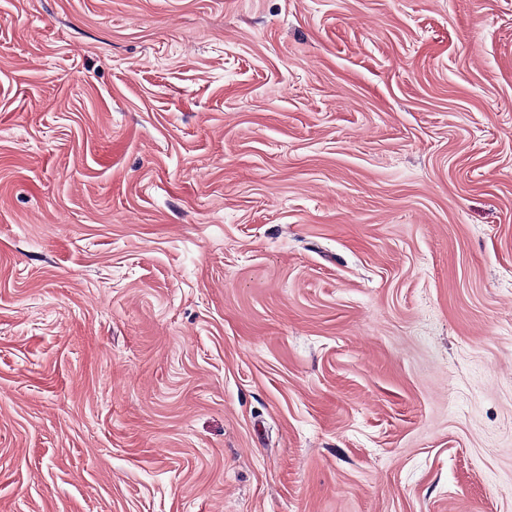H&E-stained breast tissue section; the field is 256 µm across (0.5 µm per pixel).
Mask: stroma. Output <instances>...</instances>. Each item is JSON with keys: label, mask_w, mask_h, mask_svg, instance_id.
Returning a JSON list of instances; mask_svg holds the SVG:
<instances>
[{"label": "stroma", "mask_w": 512, "mask_h": 512, "mask_svg": "<svg viewBox=\"0 0 512 512\" xmlns=\"http://www.w3.org/2000/svg\"><path fill=\"white\" fill-rule=\"evenodd\" d=\"M0 512H512V0H0Z\"/></svg>", "instance_id": "35a3bbf8"}]
</instances>
